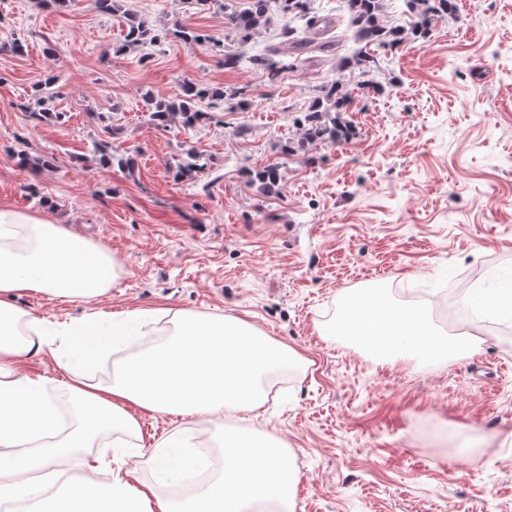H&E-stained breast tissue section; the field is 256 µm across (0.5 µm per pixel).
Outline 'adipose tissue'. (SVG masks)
<instances>
[{
	"instance_id": "ef3b65f1",
	"label": "adipose tissue",
	"mask_w": 512,
	"mask_h": 512,
	"mask_svg": "<svg viewBox=\"0 0 512 512\" xmlns=\"http://www.w3.org/2000/svg\"><path fill=\"white\" fill-rule=\"evenodd\" d=\"M116 270L108 250L46 214L0 208V502H28L31 512H250L259 503L293 512L298 478L291 454L259 435L248 448L225 439L217 477L178 502L162 497L157 487L202 465L198 449L159 440L149 457L151 482L109 468L111 448L91 454L107 433L139 436L141 413L217 422L252 411L263 400L266 375L309 365L242 319L178 310L168 320L165 342L115 363L109 384H91L74 369V360L102 356L127 336L142 335L146 317L112 318L108 335L63 353L47 340L45 320L21 313L14 298L45 293L86 302L111 288ZM350 304L345 335L381 357L458 360L478 347L466 333L438 338L425 310L398 307L384 290L354 295ZM47 353L66 374L51 396L22 371L30 357ZM63 405L74 413L64 433L57 427ZM69 471L79 472V479L56 490L45 485V478Z\"/></svg>"
}]
</instances>
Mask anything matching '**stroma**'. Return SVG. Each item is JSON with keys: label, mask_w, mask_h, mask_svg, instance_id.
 Returning <instances> with one entry per match:
<instances>
[{"label": "stroma", "mask_w": 512, "mask_h": 512, "mask_svg": "<svg viewBox=\"0 0 512 512\" xmlns=\"http://www.w3.org/2000/svg\"><path fill=\"white\" fill-rule=\"evenodd\" d=\"M243 2L0 9V206L51 208L119 264L89 302L35 293L17 307L53 324L188 308L248 321L307 357L263 407L224 421L291 448L295 512H512V332L472 326L479 349L446 366L385 362L320 334L376 284L397 304L418 293L441 335L453 331L438 309L450 283L487 302L512 291V0H458L424 39L388 0L383 20L405 35L378 53L380 92L352 94L345 139L296 155L285 148L303 112L357 46L274 77L225 69L223 7ZM130 13L200 40L122 49ZM46 82L47 120L34 99ZM188 83L241 92L252 108L205 99L207 122L153 120L147 100H177ZM96 142L109 163L91 160ZM190 150L205 167L180 173ZM20 151L35 167H18ZM273 163L281 179L260 190L252 172Z\"/></svg>", "instance_id": "obj_1"}]
</instances>
